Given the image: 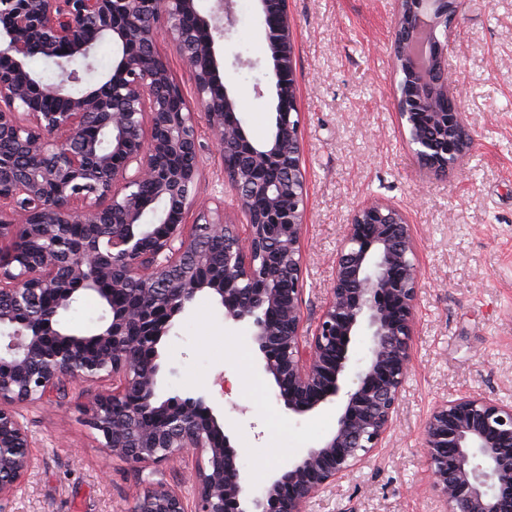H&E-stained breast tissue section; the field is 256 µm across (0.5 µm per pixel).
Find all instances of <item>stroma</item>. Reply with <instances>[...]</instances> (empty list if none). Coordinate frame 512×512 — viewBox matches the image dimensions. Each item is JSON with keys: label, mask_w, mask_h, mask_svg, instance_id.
I'll return each mask as SVG.
<instances>
[{"label": "stroma", "mask_w": 512, "mask_h": 512, "mask_svg": "<svg viewBox=\"0 0 512 512\" xmlns=\"http://www.w3.org/2000/svg\"><path fill=\"white\" fill-rule=\"evenodd\" d=\"M294 25L302 167L304 313L316 319L331 285L336 248L353 210L371 200L402 208L417 243L420 290L411 370L381 448L308 512H436L424 455L426 418L462 392L512 404V0H458L448 70L473 145L461 172L427 176L408 149L391 86L395 0H288ZM257 0H236L237 23L216 44L219 74L247 136L268 140L274 107ZM198 194L208 209L239 219L238 201L207 128L199 130ZM159 351L168 392L209 391L224 410L254 490L259 464L303 455L336 425L335 406L288 417L256 368L247 325L226 323L201 293ZM97 386L22 408L35 465L0 512H130L147 481L192 496L195 458L139 469L100 447L83 422Z\"/></svg>", "instance_id": "stroma-1"}]
</instances>
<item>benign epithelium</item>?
I'll return each instance as SVG.
<instances>
[{"label": "benign epithelium", "instance_id": "obj_1", "mask_svg": "<svg viewBox=\"0 0 512 512\" xmlns=\"http://www.w3.org/2000/svg\"><path fill=\"white\" fill-rule=\"evenodd\" d=\"M276 94L275 125L252 143L221 84L216 37L236 25L235 0H0V502L35 464L20 408L66 381L105 382L84 409L104 448L147 467L195 452L193 499L152 481L131 512H307L320 491L367 463L391 428L409 371L419 293L417 249L404 211L372 201L351 215L317 321L303 310L306 175L288 0H259ZM457 0H397L394 99L408 148L429 175L461 169L472 137L454 98L448 49ZM166 36L190 69L187 104L161 59ZM119 48L112 72L69 94L80 58ZM52 60L59 81L29 70ZM221 151L242 224L198 206L199 122ZM151 187L150 196L140 186ZM224 240V274L210 279L208 237ZM92 287L106 316L69 331L63 316ZM211 293L224 321L246 323L257 368L290 416L336 404L317 446L250 487L229 430L202 393L166 394L158 345ZM370 336L353 363L352 337ZM440 512H512V405L464 393L439 402L424 429Z\"/></svg>", "mask_w": 512, "mask_h": 512}]
</instances>
